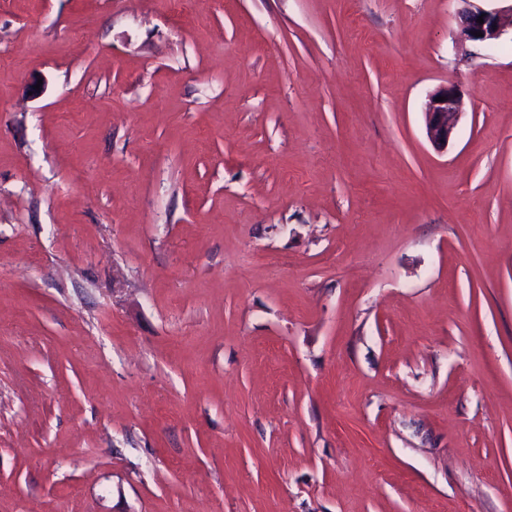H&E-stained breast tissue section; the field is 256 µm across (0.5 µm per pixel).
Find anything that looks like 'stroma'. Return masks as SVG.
<instances>
[{"label": "stroma", "mask_w": 512, "mask_h": 512, "mask_svg": "<svg viewBox=\"0 0 512 512\" xmlns=\"http://www.w3.org/2000/svg\"><path fill=\"white\" fill-rule=\"evenodd\" d=\"M461 7L0 0V512H512V40ZM504 2L505 5L486 9L481 6L467 3L458 13L459 29L456 33L461 42H469L483 46H495L506 34L508 28L512 36V1L511 0H475ZM510 2V4L508 3ZM484 14V23H478L477 19ZM496 26V29H493ZM475 33H482L483 37H476ZM436 97H445V100L436 102ZM423 114L429 142L439 148L447 147L463 115L461 97L452 87L432 92L427 96Z\"/></svg>", "instance_id": "1"}]
</instances>
